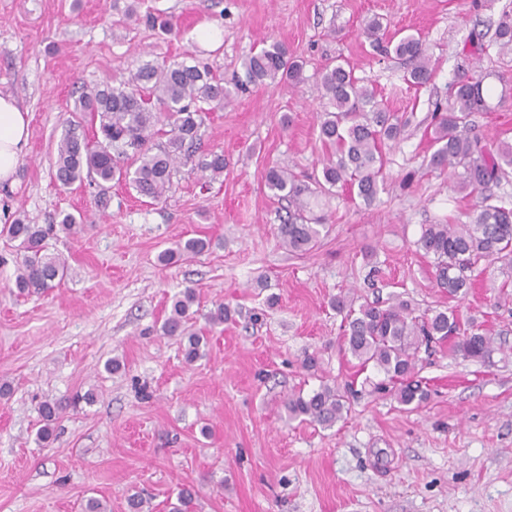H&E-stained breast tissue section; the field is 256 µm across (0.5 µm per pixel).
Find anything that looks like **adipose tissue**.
Here are the masks:
<instances>
[{"instance_id":"obj_1","label":"adipose tissue","mask_w":512,"mask_h":512,"mask_svg":"<svg viewBox=\"0 0 512 512\" xmlns=\"http://www.w3.org/2000/svg\"><path fill=\"white\" fill-rule=\"evenodd\" d=\"M30 114L11 96L0 95V185L13 184L28 145Z\"/></svg>"}]
</instances>
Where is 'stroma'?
Masks as SVG:
<instances>
[{
  "label": "stroma",
  "instance_id": "obj_1",
  "mask_svg": "<svg viewBox=\"0 0 512 512\" xmlns=\"http://www.w3.org/2000/svg\"><path fill=\"white\" fill-rule=\"evenodd\" d=\"M71 3L0 0V95L32 115L15 185L0 189V225L89 218L79 235L50 238L70 272L43 293L11 288L16 252L0 237V385L10 388L0 396V512H82L91 497L128 512L134 493L168 512L187 486L193 512H512V300L500 298L512 265L480 262L465 298L452 300L416 246L423 225L468 223L476 202L430 164L433 114L457 80L480 78L488 93L489 111L471 116L485 143L512 141V55L495 46L512 0H82L77 14ZM149 12L170 16L171 31L149 27ZM376 16L421 37L429 83L408 85L407 62L372 47L364 24ZM204 27L220 40H197ZM273 41L301 64V81L247 85L248 57ZM172 61L208 68L231 95L208 110L199 152L166 197L117 184L101 210L94 186L62 187L53 151L80 87ZM338 61L407 126L383 149L385 188L372 204L311 185L306 214L324 229L313 250L294 253L277 235L290 203L265 172L285 167L308 183L321 169L330 149L319 80ZM211 151L224 155L213 182L198 169ZM191 237L210 239V250L160 262ZM188 287L190 326L208 338L191 363L180 337L161 331ZM341 294L475 317L497 349L485 360L446 346L421 352L429 398L401 408L375 392L376 370L356 372L330 305ZM220 304L230 320L209 325ZM111 359L117 370H106ZM324 382L353 385L347 418L330 428L289 420L288 397ZM89 392L93 402L68 408L39 439L41 402Z\"/></svg>",
  "mask_w": 512,
  "mask_h": 512
}]
</instances>
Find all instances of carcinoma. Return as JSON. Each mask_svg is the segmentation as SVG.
<instances>
[{"instance_id":"cac0c4a2","label":"carcinoma","mask_w":512,"mask_h":512,"mask_svg":"<svg viewBox=\"0 0 512 512\" xmlns=\"http://www.w3.org/2000/svg\"><path fill=\"white\" fill-rule=\"evenodd\" d=\"M496 45L502 55L512 54V14L503 13L496 30ZM386 51L410 63L408 80L415 86L433 77L430 57L421 38L405 35L387 42ZM301 67L288 61V50L279 43L261 47L246 66L248 82L286 78L300 81ZM321 88L332 110L323 113L319 125L322 140L334 147L322 167L318 186L332 192L346 187L366 204H371L384 186L382 148L402 132L401 120L387 110L376 92L360 85L353 68L337 64L327 67ZM229 91L223 79L208 69L183 62L168 65L145 64L131 79L118 86H83L74 101V111L98 122L90 138L71 131L56 147L54 161L57 180L70 186L89 179L98 188V203L108 205L112 181L125 180L137 193L151 200L163 197L172 186L177 163L196 148L203 122L201 104L224 106ZM489 108L482 81L464 78L450 91L448 109L434 114V142L438 144L432 163L450 169L463 189L482 195L484 203L475 207L470 224H426L417 248L435 260L437 285L456 298L466 292L469 273L482 260L512 261V208L485 203L483 193L499 183L512 168V142L501 141L490 148L473 132L470 116ZM163 126L170 127L165 146L152 151L148 142ZM200 168L214 181L224 174V154L211 152ZM268 188L295 202L303 194L290 170L271 167L265 175ZM86 223L83 215L62 213L58 224L43 227L18 218L0 227V236L15 243L17 260L13 287L20 294L39 293L63 281L69 266L66 259L47 253V238L55 230L75 235ZM279 239L291 252H307L319 240V225L309 222L302 212L288 214L278 227ZM210 241L195 237L160 255L169 263L184 255H198ZM196 301L192 288L185 289L172 303L161 329L167 336L186 339L185 358L193 362L202 355L204 337L188 330L189 310ZM332 306L344 314L345 349L358 361V367L373 366L384 374L375 389L388 392L398 405L417 408L428 399V390L416 379V363L422 347L440 344L448 337L458 338L455 349L462 356L482 360L495 350L492 337L472 322H461L452 311L415 314L405 301L382 307L377 302L354 306L353 300L338 296ZM76 401H46L41 405L44 422L39 430L44 441L52 436L51 425ZM288 418L332 427L348 413L347 393L327 384L307 394L288 397Z\"/></svg>"}]
</instances>
